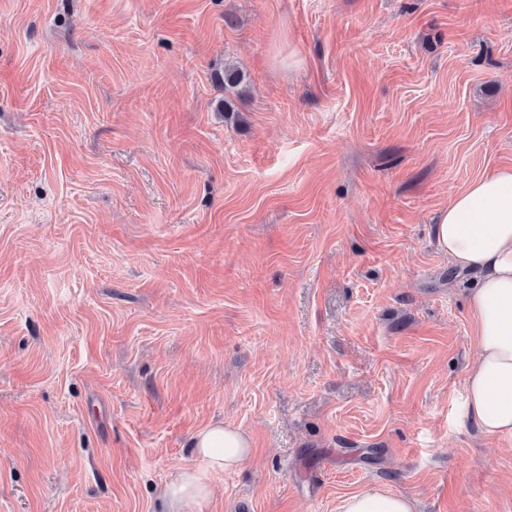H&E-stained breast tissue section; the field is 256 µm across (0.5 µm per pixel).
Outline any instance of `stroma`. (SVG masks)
Returning <instances> with one entry per match:
<instances>
[{
	"instance_id": "obj_1",
	"label": "stroma",
	"mask_w": 512,
	"mask_h": 512,
	"mask_svg": "<svg viewBox=\"0 0 512 512\" xmlns=\"http://www.w3.org/2000/svg\"><path fill=\"white\" fill-rule=\"evenodd\" d=\"M507 165L512 0H0V512H159L215 423L184 512H512L432 242ZM250 441L239 429L221 423L200 430L194 437V454L202 468L175 470L165 484L163 511L182 512L189 504L202 506L210 495L209 474L236 468L251 452ZM416 499L402 492H386L377 488L364 490L343 499L341 512H415Z\"/></svg>"
}]
</instances>
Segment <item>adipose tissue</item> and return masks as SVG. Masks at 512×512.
Masks as SVG:
<instances>
[{"label":"adipose tissue","mask_w":512,"mask_h":512,"mask_svg":"<svg viewBox=\"0 0 512 512\" xmlns=\"http://www.w3.org/2000/svg\"><path fill=\"white\" fill-rule=\"evenodd\" d=\"M433 239L451 265L479 275L468 298L477 354L466 370V416L483 434H512V166L456 192L438 214ZM193 448L203 465L170 475L161 494L163 512L205 504L210 474L236 468L251 451L246 434L221 423L200 430ZM416 507L409 494L372 488L344 498L340 512H415Z\"/></svg>","instance_id":"adipose-tissue-1"}]
</instances>
